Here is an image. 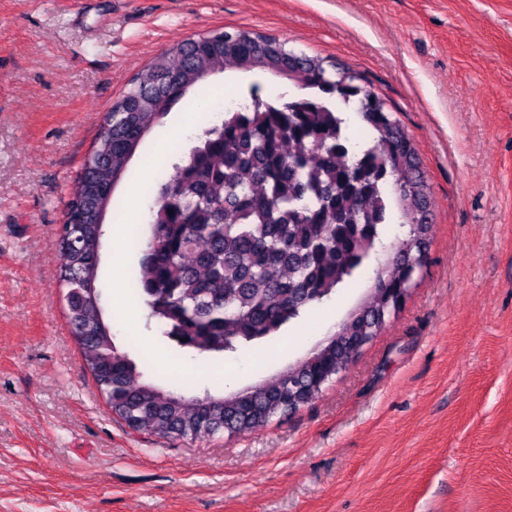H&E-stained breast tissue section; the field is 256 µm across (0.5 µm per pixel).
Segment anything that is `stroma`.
<instances>
[{
  "mask_svg": "<svg viewBox=\"0 0 512 512\" xmlns=\"http://www.w3.org/2000/svg\"><path fill=\"white\" fill-rule=\"evenodd\" d=\"M245 27L360 72L397 112L433 237L401 311L319 397L266 428L173 440L114 419L64 314L58 228L112 102L165 48ZM203 118L164 117L114 190L136 244L106 238L119 343L154 378L233 391L336 331L372 283L269 347L197 362L114 301L159 172ZM236 368L233 382L224 371ZM0 512H512V0H0Z\"/></svg>",
  "mask_w": 512,
  "mask_h": 512,
  "instance_id": "35a3bbf8",
  "label": "stroma"
}]
</instances>
